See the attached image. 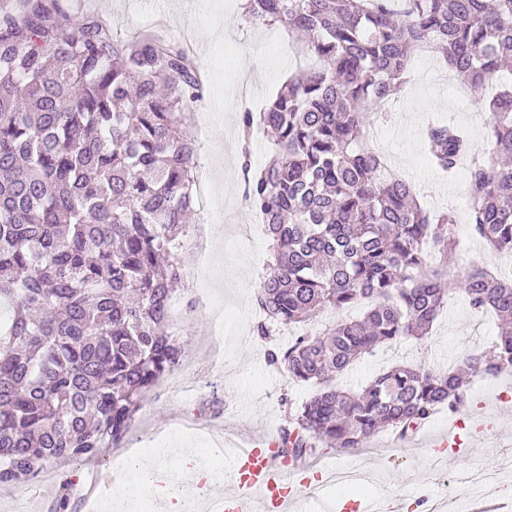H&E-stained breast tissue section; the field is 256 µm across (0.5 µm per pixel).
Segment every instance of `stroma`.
Wrapping results in <instances>:
<instances>
[{"label":"stroma","mask_w":512,"mask_h":512,"mask_svg":"<svg viewBox=\"0 0 512 512\" xmlns=\"http://www.w3.org/2000/svg\"><path fill=\"white\" fill-rule=\"evenodd\" d=\"M58 4L72 15L97 14L103 24L124 36L151 32L193 45L208 80L201 109L213 118L206 128V152L198 167L200 183L212 186L211 202L197 209L192 221L212 227L209 248L218 274L207 279L206 286L214 300L223 302L227 317L219 332L199 311L184 312L174 330L184 345V356L174 373L190 392L147 396L133 428L137 434L155 433L154 445L138 449L126 441L104 449L95 459L59 466L55 476L0 485V512H62L58 501L64 492L69 502L63 512H91L95 507L100 512H155V487L120 500L115 485L124 482L130 468L139 471L149 463L171 469L174 454L186 450L196 459L195 470L212 481L213 492L234 491L231 457H223L213 467L199 461L211 446L210 430L227 429L235 437L252 441L271 438L311 389L269 366L266 345L253 334L259 283L270 258L269 240L263 233L251 241L239 235L240 228L253 224L255 217L242 198L241 155L233 145L241 140V113L259 111L289 74L310 67L312 60L290 52L284 28H254L246 23L242 0H58ZM447 69L443 59L414 54L405 90L389 104V118L374 119L380 138L370 146L402 177L427 187L422 206L454 214L457 249L448 260L449 273L462 275L475 268L496 272L503 269L504 257L490 251L472 229L466 171L447 175L429 162L424 151V130L436 120H452L468 130L475 144L489 145L486 127L473 125L471 118L481 110V97L493 95V88L477 95L458 82L444 84L439 75ZM497 333L493 317L471 313L459 294L449 300L429 336L404 338L383 357H362L346 382L359 388L381 367L395 362L424 361L438 368L457 365L487 347ZM471 400L463 413L465 420L493 417L499 426L476 438L468 454L437 457L431 443L446 434L454 421L447 411H438L407 447H399L388 431L373 438V453L364 459L369 477L354 491L323 480L304 486L296 512H315L320 497L371 512L373 501L387 496L399 498L400 512H432L436 507L454 512L460 506L471 510L482 498L483 486L462 485L452 493L448 484L473 468L495 474L504 460H512V374L474 381ZM65 479L72 483L67 492L61 488Z\"/></svg>","instance_id":"35a3bbf8"}]
</instances>
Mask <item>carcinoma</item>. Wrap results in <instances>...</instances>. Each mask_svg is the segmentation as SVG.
<instances>
[{
    "instance_id": "obj_1",
    "label": "carcinoma",
    "mask_w": 512,
    "mask_h": 512,
    "mask_svg": "<svg viewBox=\"0 0 512 512\" xmlns=\"http://www.w3.org/2000/svg\"><path fill=\"white\" fill-rule=\"evenodd\" d=\"M245 17L282 25L318 60L240 121L244 142L261 125L275 147L260 169L242 150L244 202L273 251L253 335L301 329L267 359L315 387L275 442L291 462L323 447L350 455L382 431L408 436L438 409L456 412L473 379L512 372V270L448 274L455 220L425 211L366 141L413 52L441 56L474 90L499 77L512 63V0H246ZM199 74L181 43L119 37L56 0L0 11V299L14 308L0 328V485L120 445L182 359L168 329L196 211ZM488 112L489 151L452 122L429 125L424 145L442 171L467 170L475 233L512 252V85ZM454 293L498 321L464 368L395 365L340 387L363 355L428 335ZM354 307L358 317L308 332Z\"/></svg>"
}]
</instances>
